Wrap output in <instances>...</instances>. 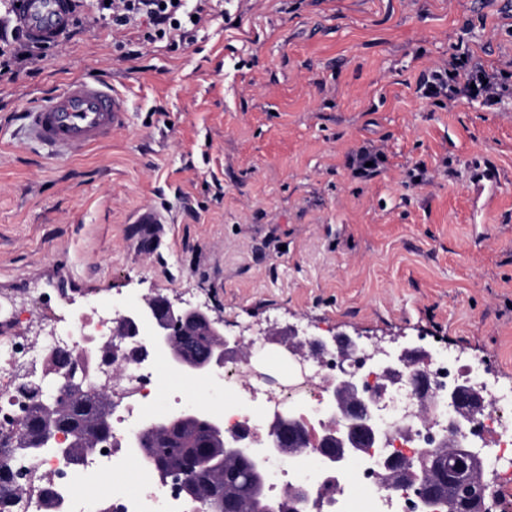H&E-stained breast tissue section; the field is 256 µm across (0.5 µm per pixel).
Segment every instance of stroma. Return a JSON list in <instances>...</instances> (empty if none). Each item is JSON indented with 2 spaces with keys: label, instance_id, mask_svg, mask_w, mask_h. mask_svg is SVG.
<instances>
[{
  "label": "stroma",
  "instance_id": "1",
  "mask_svg": "<svg viewBox=\"0 0 512 512\" xmlns=\"http://www.w3.org/2000/svg\"><path fill=\"white\" fill-rule=\"evenodd\" d=\"M80 12L0 76L1 333L44 296H192L229 334L400 335L512 386V96L418 91L462 53L511 73L512 0H209L176 48ZM91 77L129 107L108 145L51 158L23 138V107ZM157 384L144 418L175 391L224 407L168 363Z\"/></svg>",
  "mask_w": 512,
  "mask_h": 512
}]
</instances>
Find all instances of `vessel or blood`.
Wrapping results in <instances>:
<instances>
[{"instance_id":"vessel-or-blood-1","label":"vessel or blood","mask_w":512,"mask_h":512,"mask_svg":"<svg viewBox=\"0 0 512 512\" xmlns=\"http://www.w3.org/2000/svg\"><path fill=\"white\" fill-rule=\"evenodd\" d=\"M68 0H21L18 21L24 33L40 42H55L70 26ZM129 121L126 101L116 89L80 79L51 99L26 108L24 134L32 143L60 156L78 148L107 144L114 130Z\"/></svg>"}]
</instances>
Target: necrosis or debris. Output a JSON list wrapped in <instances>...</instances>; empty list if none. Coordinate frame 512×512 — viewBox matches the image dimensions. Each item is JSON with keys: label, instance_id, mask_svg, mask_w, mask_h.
I'll return each mask as SVG.
<instances>
[{"label": "necrosis or debris", "instance_id": "obj_1", "mask_svg": "<svg viewBox=\"0 0 512 512\" xmlns=\"http://www.w3.org/2000/svg\"><path fill=\"white\" fill-rule=\"evenodd\" d=\"M123 313V308L116 305L109 309L96 305L71 313L43 303L23 312L25 322H41V336H14L0 344L8 359L7 365L0 366V414L15 411L23 403L16 392L12 361L28 356L45 360L60 350L70 353L76 370L88 371L94 388L112 394V436L104 451L90 455L79 465L59 454L45 455L32 463L15 462L11 475L27 489L29 502L8 504L6 512H201V504L188 502L174 487H155L149 479L134 494L119 486L91 498L79 497L75 492L78 470L95 473L106 465L114 471L123 467V450L135 432L141 409L156 396L153 372L143 362L149 351L147 339H120L113 334ZM107 344L114 347L108 363L96 356L98 348ZM429 372L438 392L433 423L415 416L410 384L393 388L375 418L391 441L376 449L375 459L381 462L397 455L408 461L415 458L418 449L436 447L447 434L448 418L453 413L448 387L456 382L468 383L489 407L475 423L465 445L497 476L489 503L492 512H512V387L500 385L481 364L464 361L458 353L435 352ZM335 373L336 365L328 358L312 369L306 381L298 412L310 443H317L323 434L318 408L326 396V381ZM223 379L225 437L242 436L253 447H263L273 408L286 403V396L253 383L239 361L228 363ZM265 470L264 491L270 501H279L294 485L309 486L311 495L304 505L305 512H421L412 493L385 492L374 468L361 461L325 466L315 455L305 462L273 455Z\"/></svg>", "mask_w": 512, "mask_h": 512}]
</instances>
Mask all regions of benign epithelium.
Returning <instances> with one entry per match:
<instances>
[{
	"label": "benign epithelium",
	"instance_id": "7a95c632",
	"mask_svg": "<svg viewBox=\"0 0 512 512\" xmlns=\"http://www.w3.org/2000/svg\"><path fill=\"white\" fill-rule=\"evenodd\" d=\"M115 333L119 336H147L153 348L167 355L170 365L184 374L192 370V374L204 376L216 369L224 368L231 360H241L251 365L254 356L255 342L247 343L243 335L231 336L224 333V321L211 317L208 311L190 305L176 306L164 298L157 303L147 298L143 303L129 308L120 319ZM217 336L220 342L209 344L199 356L195 355L199 338ZM361 335L351 336L339 333L331 338L310 335L305 339L298 337L294 327L268 329L263 336L262 345L276 348L279 354L300 366L311 360L316 362L328 355H333L339 365L356 362V352ZM431 353L421 345L404 342L398 346L390 363L385 365L380 380L373 383L358 385L354 374L343 372V376L330 379L326 383V398L321 409L324 415V434L321 447L312 449L331 463L341 462L347 458H357L368 464L373 462L374 446L388 443V437L382 433L374 422V412L388 396L390 390L398 384L408 382L414 390L417 413L427 410L432 404L434 391L428 367ZM57 387L46 393L42 406L46 414L52 416L69 398L83 395L91 388L86 373L69 370L60 375ZM448 403L455 409V414L448 419V431L462 433L477 415L488 409V404L471 386L460 383L448 387ZM189 418L185 413L173 415H156L134 434L131 447L143 451L141 440L145 432H164L176 424ZM111 430V413L105 412L94 416L80 429L55 423L43 431V439L55 445H64L62 451L72 454L71 438L81 435L86 440V448L82 453L87 455L96 452L103 444ZM287 431H302L301 420L293 409L276 412L270 422L273 441L266 448L269 453L293 458L296 448H290L283 441ZM246 460L251 464L252 476L262 477L266 457L258 454L249 444L240 438L224 441L220 461ZM473 453L467 449L453 460V468L457 476L458 492L448 495L443 505L448 512H463L460 507L462 496L470 490L471 465ZM383 474L379 475V483L386 490L413 488L419 501L429 505L436 499V493L424 486L416 485L412 477L413 470L398 456H392L380 464ZM191 468L183 465L177 469L164 471L160 484L164 485L169 478L179 479L181 489L188 493L192 486Z\"/></svg>",
	"mask_w": 512,
	"mask_h": 512
}]
</instances>
